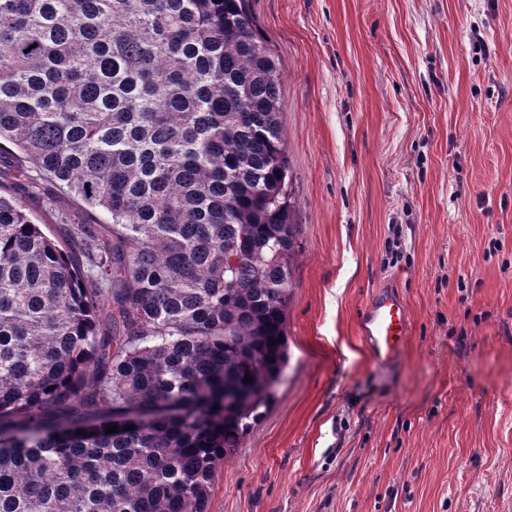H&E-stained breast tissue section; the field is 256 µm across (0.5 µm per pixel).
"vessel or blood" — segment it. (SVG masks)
<instances>
[{"instance_id": "b4317fda", "label": "vessel or blood", "mask_w": 512, "mask_h": 512, "mask_svg": "<svg viewBox=\"0 0 512 512\" xmlns=\"http://www.w3.org/2000/svg\"><path fill=\"white\" fill-rule=\"evenodd\" d=\"M361 335L378 363L400 360L409 334L407 306L397 285L386 283L374 290L360 317Z\"/></svg>"}]
</instances>
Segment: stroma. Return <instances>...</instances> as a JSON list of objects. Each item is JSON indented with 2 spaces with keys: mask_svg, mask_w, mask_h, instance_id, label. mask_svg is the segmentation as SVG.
Returning a JSON list of instances; mask_svg holds the SVG:
<instances>
[{
  "mask_svg": "<svg viewBox=\"0 0 512 512\" xmlns=\"http://www.w3.org/2000/svg\"><path fill=\"white\" fill-rule=\"evenodd\" d=\"M298 226L288 366L207 512H512V0H249ZM397 279L403 360L358 315Z\"/></svg>",
  "mask_w": 512,
  "mask_h": 512,
  "instance_id": "35a3bbf8",
  "label": "stroma"
}]
</instances>
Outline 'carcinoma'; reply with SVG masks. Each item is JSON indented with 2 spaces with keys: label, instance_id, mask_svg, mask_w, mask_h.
<instances>
[{
  "label": "carcinoma",
  "instance_id": "carcinoma-1",
  "mask_svg": "<svg viewBox=\"0 0 512 512\" xmlns=\"http://www.w3.org/2000/svg\"><path fill=\"white\" fill-rule=\"evenodd\" d=\"M247 2L0 0V160L80 202L56 240L0 196V512H206L273 397L297 225Z\"/></svg>",
  "mask_w": 512,
  "mask_h": 512
}]
</instances>
